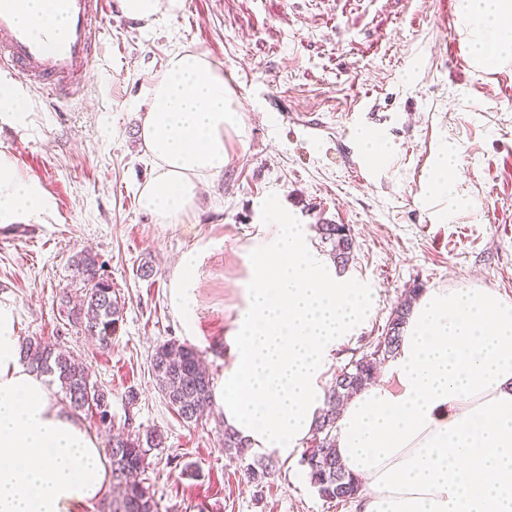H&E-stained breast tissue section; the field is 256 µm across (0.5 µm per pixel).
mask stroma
I'll return each mask as SVG.
<instances>
[{
    "mask_svg": "<svg viewBox=\"0 0 512 512\" xmlns=\"http://www.w3.org/2000/svg\"><path fill=\"white\" fill-rule=\"evenodd\" d=\"M444 0H184L153 25L120 10L101 21V58L67 103L22 89L19 115L0 114V155L34 179L48 202L39 219L0 226V301L21 339L69 351L111 394L109 431H160L144 473L158 512H353L322 498L300 459L254 483L224 451L212 409L184 422L152 373L156 346H194L213 380L230 362L227 338L244 305L247 254L275 197L298 224L349 225L350 279L374 289L373 317L334 366L368 351L413 286L491 288L512 298V61L478 62L475 24L453 26ZM197 51L234 77L242 125L231 159L207 179L181 224L141 209L155 175L138 135L152 78L169 54ZM391 154L368 159L359 130ZM457 150L456 193L429 181L445 143ZM202 251L197 330L186 336L168 291L177 258ZM96 255L124 305L104 350L60 311L74 257ZM136 400H129V393Z\"/></svg>",
    "mask_w": 512,
    "mask_h": 512,
    "instance_id": "1",
    "label": "stroma"
}]
</instances>
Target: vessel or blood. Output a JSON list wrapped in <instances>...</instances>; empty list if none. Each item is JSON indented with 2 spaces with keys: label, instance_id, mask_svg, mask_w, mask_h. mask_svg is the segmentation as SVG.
Wrapping results in <instances>:
<instances>
[{
  "label": "vessel or blood",
  "instance_id": "vessel-or-blood-1",
  "mask_svg": "<svg viewBox=\"0 0 512 512\" xmlns=\"http://www.w3.org/2000/svg\"><path fill=\"white\" fill-rule=\"evenodd\" d=\"M19 0H0V69L21 76L47 96L68 99L87 79L100 44L97 22L112 0H58L66 33L51 27H24L16 20Z\"/></svg>",
  "mask_w": 512,
  "mask_h": 512
}]
</instances>
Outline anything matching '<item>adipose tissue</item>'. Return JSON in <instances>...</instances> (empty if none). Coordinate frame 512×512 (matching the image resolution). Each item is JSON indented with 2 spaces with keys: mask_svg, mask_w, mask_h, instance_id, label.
Here are the masks:
<instances>
[{
  "mask_svg": "<svg viewBox=\"0 0 512 512\" xmlns=\"http://www.w3.org/2000/svg\"><path fill=\"white\" fill-rule=\"evenodd\" d=\"M473 52L512 57V0H465ZM141 125L155 176L141 207L162 224L193 212L204 178L230 160L241 125L222 67L172 53ZM36 181L0 158V224L39 217ZM249 251L232 364L213 391L224 422L250 447L294 458L325 407L338 348L371 316L372 289L339 275L278 199ZM199 252L182 254L169 304L196 331ZM337 451L361 484V512H512V299L488 288L432 290L414 307L396 356L351 397ZM109 485L101 440L57 405L20 356L17 317L0 302V512H84Z\"/></svg>",
  "mask_w": 512,
  "mask_h": 512,
  "instance_id": "obj_1",
  "label": "adipose tissue"
}]
</instances>
